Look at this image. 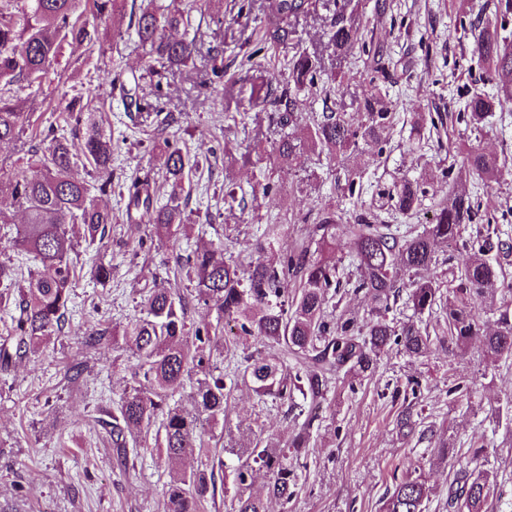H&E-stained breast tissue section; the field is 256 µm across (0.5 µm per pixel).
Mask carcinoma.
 <instances>
[{
	"label": "carcinoma",
	"instance_id": "cac0c4a2",
	"mask_svg": "<svg viewBox=\"0 0 512 512\" xmlns=\"http://www.w3.org/2000/svg\"><path fill=\"white\" fill-rule=\"evenodd\" d=\"M315 2L276 0L275 21L266 38L275 42L292 38L294 21L315 10ZM331 2L334 10L324 37L340 52L354 35L352 16L347 14L351 0ZM80 4L81 0H24L18 8L14 0H0L3 87L19 79L31 87L41 86L61 42L92 40ZM495 15L500 19L497 24L462 28V36L470 37L471 61L495 89L492 94L471 95L458 113V119L476 130L496 109L512 104V46L500 35L512 15V0H498ZM133 16L135 36L146 48L151 67L166 70L194 61L197 43L186 36L189 23L184 8L149 3ZM322 72L321 58L301 47L288 60L287 72L271 75L257 90L255 102L273 107L271 123L282 129L272 144L266 190L272 188L275 174L302 166L309 148L334 162L362 143L386 141L393 113L377 86L371 85L357 101L355 110L363 119L356 123L350 113L336 109L334 84H342L341 73L323 81ZM307 96L321 99L323 111L305 112ZM84 109L80 97L70 100L68 111L79 114L83 134L74 141L52 135L31 175L0 172V194L9 193L27 213L26 223L14 224L1 210L0 230L35 265L19 290L10 334L0 340V372L10 371L61 334L75 277L71 254L77 241H101L112 224V211L91 203L88 184L72 174L74 164L80 162L96 174L100 193L112 189V140L85 117ZM30 118L31 113L0 91V143L19 139ZM161 160L170 204L154 206L149 183L135 181L127 188V212L137 211V222L151 225L158 237L171 241L183 224L176 201L199 160H190L167 139ZM506 172V160L477 146L464 152L458 168V173L485 185L500 182ZM359 178L360 173L351 169L346 183L336 185L340 196L352 200V215L345 217L334 200L320 203L313 215L301 219V239L285 252L276 250L280 225L269 224L245 265L224 259L223 249L211 245L177 257L178 269L192 273L190 296L156 285L145 299V314L127 323L124 339L137 364L133 385L112 414L110 437L123 465L127 438L136 442L158 425L156 437L170 474L164 489L165 512H199L201 499L216 492L214 474L191 468V460L200 451L204 423L224 417V403L232 390L224 372L213 365L214 358L231 349L230 340L208 328H197L189 336L187 309L192 299L215 306L232 336H250L262 345L241 371L256 394L292 403L299 394L309 403L310 416L294 422L285 448L254 436L249 427L242 430L234 444L245 459L234 469L235 512H268L272 500L288 504L297 482L288 457L298 460L310 446L311 412L327 401L329 377L341 374L361 382L373 376L381 355L393 345L419 358L429 355L436 344L462 348L476 336L482 338L486 360L512 359V308L506 299L512 283L502 272L512 245L501 238L499 225L477 223V199L454 187L448 202L436 209L432 223L401 234L380 223L381 214L391 210L409 218L415 215L424 196L421 182L404 174L393 190L379 189L366 201ZM343 239L354 252L352 271L335 258ZM313 241L318 244L316 256L310 253ZM450 244L455 253L446 258L452 275L448 284L422 276L439 264V253L448 251ZM347 287L368 296L371 309L363 316L343 310L332 325L326 320V306L339 289ZM404 290L412 318L401 323L390 313ZM276 346L288 352L292 363L264 351ZM188 381L191 411L173 402ZM255 465L268 475L258 490L252 488ZM495 479L489 469L458 472L448 486V512H485ZM431 493L421 477L408 476L385 498L383 512H425Z\"/></svg>",
	"mask_w": 512,
	"mask_h": 512
}]
</instances>
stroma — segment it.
Wrapping results in <instances>:
<instances>
[{
    "label": "stroma",
    "instance_id": "stroma-1",
    "mask_svg": "<svg viewBox=\"0 0 512 512\" xmlns=\"http://www.w3.org/2000/svg\"><path fill=\"white\" fill-rule=\"evenodd\" d=\"M361 45L337 54L322 37L330 18L316 8L295 24L293 39L264 40V25L275 0H223L220 10L191 13L190 35L200 47L224 43V96L216 98L203 82V59L156 75L145 50L128 28L129 4L115 17L97 23L93 43L64 42L41 89L14 82L10 94L32 112L31 124L16 141L0 144V168L29 171L35 150L48 131L70 129L67 98L89 96L96 118L112 139V182L116 189L94 193L96 204L110 207L112 231L104 242L82 241L74 261L77 275L61 335L38 351L33 361L0 372V504L19 512H163L162 488L168 467L155 439L130 445L127 467H117L110 437L97 420L119 402L132 380L136 358L123 340L106 339L88 351L81 338L90 329L125 326L140 315L154 284L191 288L187 275H174L177 255L208 240L223 241L225 258L249 259V248L266 225L281 224L283 249L299 236L294 220L324 200L336 197V178L355 168L361 154L336 167L310 151L303 169L281 173L270 192L262 174L269 164L272 135L269 110L254 106L251 93L273 66L297 48L319 51L325 71L343 72L339 93L344 104L362 97L371 78L366 54L379 50L394 76L382 92L394 113L381 158L364 172L366 193L393 185L394 175L422 179L427 194L410 218L388 217L392 224H428L454 179L447 171L453 156L475 144L512 160V110L496 111L482 132L449 130L440 145L417 140L416 113L459 112L467 97L488 90L481 70L471 65L470 42L449 37L459 21H473L467 0H353ZM137 79L141 108L127 110L116 80ZM170 140L188 154L207 160L199 182L180 200L187 228L175 245L159 241L151 225L129 222L119 184L137 177L149 182L158 204L169 199L155 146ZM234 184L245 208L224 203V187ZM112 266V281L102 286L91 276L98 262ZM83 370L70 380L71 366ZM418 378L416 397L396 396L397 384ZM469 384L467 393L448 396V382ZM411 413L414 433L398 419ZM247 423L265 438L286 442L292 416L280 401L257 395L237 383L222 422L206 426L201 462L219 457L238 464L229 431ZM311 444L298 468V486L288 505L273 501L270 512H381L382 498L395 480L420 470L432 489L427 512H448V485L466 467L474 451L487 449V467L497 479L486 512H512V361L491 366L479 341L465 349L436 348L412 358L392 349L361 384L337 382L317 412ZM449 444L447 459L437 457L436 441Z\"/></svg>",
    "mask_w": 512,
    "mask_h": 512
}]
</instances>
